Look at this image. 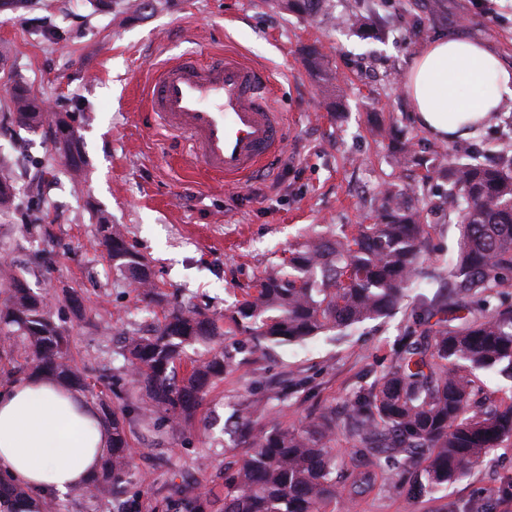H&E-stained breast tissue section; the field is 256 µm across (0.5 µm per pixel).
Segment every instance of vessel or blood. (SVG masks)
Wrapping results in <instances>:
<instances>
[{"label":"vessel or blood","instance_id":"obj_1","mask_svg":"<svg viewBox=\"0 0 512 512\" xmlns=\"http://www.w3.org/2000/svg\"><path fill=\"white\" fill-rule=\"evenodd\" d=\"M269 81L237 53H187L156 71L147 110L194 164L237 183L275 158L288 135Z\"/></svg>","mask_w":512,"mask_h":512}]
</instances>
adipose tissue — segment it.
<instances>
[{"label": "adipose tissue", "instance_id": "adipose-tissue-1", "mask_svg": "<svg viewBox=\"0 0 512 512\" xmlns=\"http://www.w3.org/2000/svg\"><path fill=\"white\" fill-rule=\"evenodd\" d=\"M417 124L453 142L487 126L501 96H512V68L487 44L456 31L422 44L402 77ZM112 443L84 396L34 374L0 385V512H38L43 498L86 485Z\"/></svg>", "mask_w": 512, "mask_h": 512}]
</instances>
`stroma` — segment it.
Instances as JSON below:
<instances>
[{
  "mask_svg": "<svg viewBox=\"0 0 512 512\" xmlns=\"http://www.w3.org/2000/svg\"><path fill=\"white\" fill-rule=\"evenodd\" d=\"M0 0V85L23 79L32 92L74 119L84 165L73 172L42 133L15 127L0 88V129L26 138L16 162V207L0 215V263L26 270L56 319L71 332L76 360L99 372L122 367L117 314L130 327L163 317L114 270L98 245L107 220L127 233L164 291L208 313H227L267 267L287 256L302 236L335 224L366 223V206L385 183H421L428 226V265H447L459 229L449 221L457 203L448 180L422 167L397 164L393 145L408 140L418 155L440 164L447 149L464 157L512 134V98L477 135L447 144L416 123L400 80L423 42L463 27L512 65V0H366V23L351 21L354 0H330L338 20L288 11L284 0H154L125 20L93 10L87 0H31L11 10ZM319 48L340 79L326 92L307 65ZM239 50L270 75L274 100L288 123V144L264 174L236 185L207 175L155 131L145 110L154 66L184 51ZM40 193L25 189L44 168ZM41 224V239L25 225ZM447 279L407 289L389 316L337 336L300 344L229 346L232 365L207 393L192 424L180 432L138 425L132 433L128 487L139 512H178L172 489L186 485L221 494L220 474L241 458L224 432L246 399L268 396L267 409L298 424L316 408L344 414L349 401L387 368L421 297L447 288ZM81 296L84 311L63 306L64 291ZM359 495L326 512H512V440L456 482L427 487L410 498L396 489L398 471L373 466Z\"/></svg>",
  "mask_w": 512,
  "mask_h": 512,
  "instance_id": "35a3bbf8",
  "label": "stroma"
}]
</instances>
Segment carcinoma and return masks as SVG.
Returning a JSON list of instances; mask_svg holds the SVG:
<instances>
[{
	"label": "carcinoma",
	"instance_id": "1",
	"mask_svg": "<svg viewBox=\"0 0 512 512\" xmlns=\"http://www.w3.org/2000/svg\"><path fill=\"white\" fill-rule=\"evenodd\" d=\"M149 6L148 0H112L118 14ZM10 107L19 128L46 130L59 158L73 171L81 169L83 155L68 114L47 110L18 79ZM448 195L461 200L458 254L443 269L448 293L416 308L414 328L387 371L350 402L348 428L339 427L330 407L288 427L265 417L262 400H249L228 428L234 447L247 452L224 472L221 512H326L346 493L358 492L374 454L383 451L402 457L398 487L414 497L421 479L455 482L512 438V397L491 398L476 376L493 371L512 379V302L505 301L512 293V154L497 148L485 161L453 166ZM15 197L14 167L1 157L0 213L15 207ZM412 197L409 190L386 187L371 203L372 223L304 236L228 315L213 318L175 302L151 332L129 334L125 403L108 409L111 454L90 485L74 489V497L112 499L114 512H136L137 503L123 499L130 432L155 415L173 431L188 426L232 360L225 337L241 335L256 346L302 342L381 317L415 282L434 278L421 262L428 230ZM100 230L98 245L112 267L148 286L147 297L162 301L124 232L110 224ZM7 281L0 336L15 337L9 355L18 370L91 392L98 388L102 396L120 384L122 375L107 372L88 382L71 363L69 330L56 322L45 298L13 269ZM340 432L358 454L348 486L336 480L333 448ZM209 505L199 495L180 500L185 512H207Z\"/></svg>",
	"mask_w": 512,
	"mask_h": 512
}]
</instances>
